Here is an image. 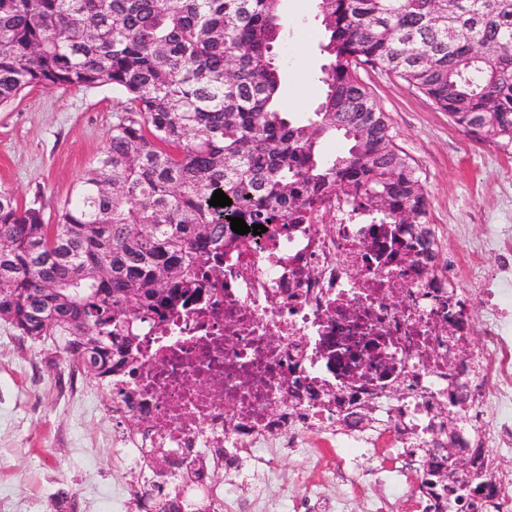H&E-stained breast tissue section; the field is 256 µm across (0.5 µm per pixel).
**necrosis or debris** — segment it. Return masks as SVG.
<instances>
[{"label":"necrosis or debris","mask_w":512,"mask_h":512,"mask_svg":"<svg viewBox=\"0 0 512 512\" xmlns=\"http://www.w3.org/2000/svg\"><path fill=\"white\" fill-rule=\"evenodd\" d=\"M331 227L292 224L247 235L209 274L199 297L169 321L140 325L141 353L112 381V411L129 418L116 433L137 480L182 512H270L266 484L278 459L321 449L392 448L379 481L408 487L414 512H432L442 490L421 484V455L448 441L440 412L458 392L469 407L462 447L496 449L508 462L493 490L464 493L466 512H512V226L490 225L462 272H430L421 246L393 224H373L345 202ZM498 267L478 290L484 254ZM373 429L336 431L364 407ZM175 461L163 477L154 449ZM248 471L250 500L227 502L216 468ZM365 504L391 512L355 464L327 475Z\"/></svg>","instance_id":"obj_1"}]
</instances>
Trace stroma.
Segmentation results:
<instances>
[{"mask_svg":"<svg viewBox=\"0 0 512 512\" xmlns=\"http://www.w3.org/2000/svg\"><path fill=\"white\" fill-rule=\"evenodd\" d=\"M288 20L276 61L284 75L281 105L298 115L319 104L326 58L317 0H283ZM359 76L389 118L395 143L418 163L429 218L440 243L438 265L481 240L490 224L512 225V145L476 139L407 82L370 69ZM111 88L37 87L0 108V186L20 207L44 206L58 221L115 121ZM112 397L71 374L52 343L16 335L0 320V500L10 512H113L112 486L123 469L112 445L126 427Z\"/></svg>","mask_w":512,"mask_h":512,"instance_id":"35a3bbf8","label":"stroma"}]
</instances>
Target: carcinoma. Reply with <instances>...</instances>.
<instances>
[{
    "mask_svg": "<svg viewBox=\"0 0 512 512\" xmlns=\"http://www.w3.org/2000/svg\"><path fill=\"white\" fill-rule=\"evenodd\" d=\"M281 0H0V106L27 88L108 86L119 113L100 155L47 224L0 187V320L52 339L96 384L123 374L138 322L163 320L198 291L201 267L247 225L311 224L333 199L429 244L415 160L358 75L392 74L482 140L512 144V0H318L323 100L306 121L281 111L274 49ZM341 137L347 148L329 151ZM222 190L232 204L214 207ZM448 446L424 455L422 483L495 484ZM141 512H181L137 497Z\"/></svg>",
    "mask_w": 512,
    "mask_h": 512,
    "instance_id": "carcinoma-1",
    "label": "carcinoma"
}]
</instances>
